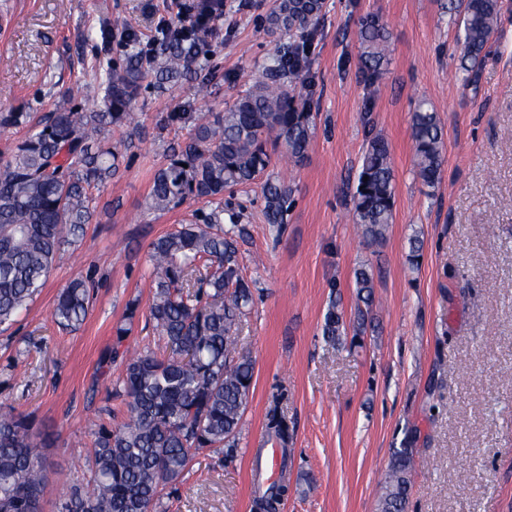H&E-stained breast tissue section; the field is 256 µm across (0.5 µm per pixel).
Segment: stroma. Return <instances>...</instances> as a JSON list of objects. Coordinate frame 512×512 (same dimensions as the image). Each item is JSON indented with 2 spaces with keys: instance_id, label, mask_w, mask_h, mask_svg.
Instances as JSON below:
<instances>
[{
  "instance_id": "obj_1",
  "label": "stroma",
  "mask_w": 512,
  "mask_h": 512,
  "mask_svg": "<svg viewBox=\"0 0 512 512\" xmlns=\"http://www.w3.org/2000/svg\"><path fill=\"white\" fill-rule=\"evenodd\" d=\"M449 0H325L307 47L316 113L303 161L276 159L269 177L293 188L285 231L264 217L261 182L224 195L225 214L247 230L238 243L254 302L242 319L240 347L254 364L244 426L234 458L215 448L196 456L167 512H254V453L265 447V415L277 391L295 425L291 489L280 512H377L393 452L416 432L425 459L406 512H512V0L478 67L463 87L458 29ZM272 0H224L208 39L216 74L163 89L143 82L133 103L132 136L109 133L123 155L113 180L93 190L84 236L58 254L44 288L0 332V411L30 416L51 434L54 497L86 472L80 438L93 421L116 424L121 365L97 377L117 328L131 326L133 351H161L146 322L153 288L149 245L211 209L189 199L167 212L147 206L155 171L184 130L169 113L218 112L260 79L280 44L265 18ZM374 14L394 52L377 97L367 95L358 20ZM169 0H0V114L40 116L100 103L94 67L126 60L125 31L149 48L161 26L177 24ZM112 31L102 46L101 25ZM83 84L84 94L69 90ZM437 113L445 162L435 188L412 163L411 115L419 101ZM392 148L393 222L381 244L356 234L351 193L368 132ZM422 242L411 265L409 239ZM370 268L375 302L361 344L332 347L322 336L332 289L353 316V272ZM96 288L85 322L59 328L51 310L59 289L79 276ZM138 302L136 317L128 306Z\"/></svg>"
}]
</instances>
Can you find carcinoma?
<instances>
[{"label":"carcinoma","instance_id":"carcinoma-1","mask_svg":"<svg viewBox=\"0 0 512 512\" xmlns=\"http://www.w3.org/2000/svg\"><path fill=\"white\" fill-rule=\"evenodd\" d=\"M188 13L201 20L224 14V0H192ZM323 0H275L266 16L267 29L292 45L279 50L263 77L248 84L222 112L203 114L187 108L170 120L187 130L170 147L167 162L153 176L149 209L165 212L189 198L213 202L224 192L255 182L286 155L301 161L315 125L305 89L307 57L298 43L309 39L322 17ZM501 0H452L449 22L463 45V82L477 88L479 58L494 36ZM204 32H167L154 39L149 67L136 34L126 36V65L107 64L99 75L102 107L75 108L42 116L0 165V326L42 288L62 247L89 223L93 198L89 188L112 178L120 152L105 142L110 128L132 124L131 106L149 75L160 82L184 76L206 55ZM360 61L369 96L387 73L391 35L375 15L359 20ZM413 164L429 188L441 180L444 130L427 103L411 117ZM265 220L281 231L293 189L281 180L262 186ZM353 220L364 241L381 243L393 222L394 171L388 141L380 134L367 140L352 193ZM238 224L224 226V206L216 205L201 221L184 224L150 244L154 291L149 320L164 351L134 357L120 351L127 330H117L112 348L99 358L104 377L112 364L123 365L122 396L127 419L100 426L85 447L89 476L78 477L56 512H165L163 490L175 487L189 472L193 458L225 448L232 458L243 426L254 363L237 347V331L253 294L238 259ZM359 306L350 319L341 300L330 299L322 336L332 346L355 341L365 333L372 305L374 277L361 267L354 272ZM90 280L74 279L63 288L51 315L63 328L85 321L91 302ZM273 396L265 432L281 450L287 466L294 427ZM41 432L26 415L0 414V512H43L50 486L47 458L38 450ZM414 449L394 452L378 512H405ZM285 484H272L258 496L259 512H278Z\"/></svg>","mask_w":512,"mask_h":512}]
</instances>
